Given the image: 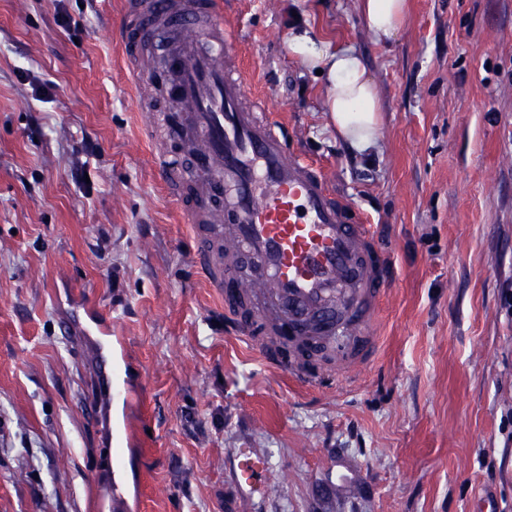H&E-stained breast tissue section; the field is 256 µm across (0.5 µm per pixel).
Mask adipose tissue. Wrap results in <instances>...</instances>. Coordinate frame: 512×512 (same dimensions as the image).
<instances>
[{"label": "adipose tissue", "instance_id": "ef3b65f1", "mask_svg": "<svg viewBox=\"0 0 512 512\" xmlns=\"http://www.w3.org/2000/svg\"><path fill=\"white\" fill-rule=\"evenodd\" d=\"M405 0H361L365 26L379 42L398 33ZM292 56L303 67L321 70L325 81V110L342 142L358 153L377 147L380 131V96L377 83L353 47H338L305 28L288 39Z\"/></svg>", "mask_w": 512, "mask_h": 512}]
</instances>
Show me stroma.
Instances as JSON below:
<instances>
[{
	"mask_svg": "<svg viewBox=\"0 0 512 512\" xmlns=\"http://www.w3.org/2000/svg\"><path fill=\"white\" fill-rule=\"evenodd\" d=\"M125 0H0V512H512V0H408L376 42L360 0H224L244 104L280 120L371 224L392 284L378 350L315 387L232 333L140 130ZM300 25L354 47L383 106L336 139ZM112 313L130 401L89 412ZM78 325L85 336L97 346L96 383L99 390L112 398L114 379V351L112 352L111 324L99 311L85 309L83 315L77 316ZM113 355V372H112Z\"/></svg>",
	"mask_w": 512,
	"mask_h": 512,
	"instance_id": "obj_1",
	"label": "stroma"
}]
</instances>
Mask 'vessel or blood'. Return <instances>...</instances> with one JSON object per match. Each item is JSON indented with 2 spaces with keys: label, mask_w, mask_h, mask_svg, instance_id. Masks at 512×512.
<instances>
[{
  "label": "vessel or blood",
  "mask_w": 512,
  "mask_h": 512,
  "mask_svg": "<svg viewBox=\"0 0 512 512\" xmlns=\"http://www.w3.org/2000/svg\"><path fill=\"white\" fill-rule=\"evenodd\" d=\"M126 16L124 54L139 90L163 81L171 105L144 113L145 131L192 161L186 171L168 152L156 156L199 270L226 313L267 300L255 323L241 325L242 339L266 355L312 330L325 343L345 337L350 363L367 362L388 266L369 225L349 215L319 167L290 151L281 126L241 110L244 77L220 0H127ZM146 26L159 44L153 70L138 62ZM77 323L97 346V386L111 393V325L90 309Z\"/></svg>",
  "instance_id": "obj_1"
}]
</instances>
